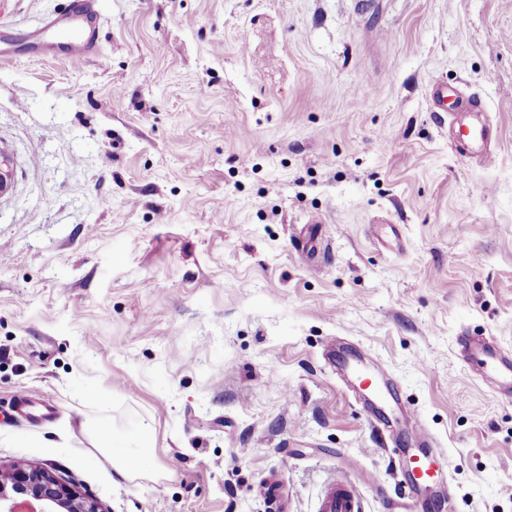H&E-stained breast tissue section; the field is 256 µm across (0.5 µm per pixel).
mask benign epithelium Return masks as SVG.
Returning a JSON list of instances; mask_svg holds the SVG:
<instances>
[{
    "instance_id": "obj_1",
    "label": "benign epithelium",
    "mask_w": 512,
    "mask_h": 512,
    "mask_svg": "<svg viewBox=\"0 0 512 512\" xmlns=\"http://www.w3.org/2000/svg\"><path fill=\"white\" fill-rule=\"evenodd\" d=\"M103 512L98 502L49 469L0 467V512Z\"/></svg>"
}]
</instances>
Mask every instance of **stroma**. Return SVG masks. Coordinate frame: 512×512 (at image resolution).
<instances>
[{
  "label": "stroma",
  "instance_id": "1",
  "mask_svg": "<svg viewBox=\"0 0 512 512\" xmlns=\"http://www.w3.org/2000/svg\"><path fill=\"white\" fill-rule=\"evenodd\" d=\"M62 2L0 0V462L106 512H317L339 472L385 512L405 456L340 338L443 450L455 512H512V399L457 352L512 350V0H99L103 65L27 50ZM103 429L148 441L146 476ZM492 140L491 128L484 124H470L467 126V133L459 136L456 148L469 155H475L481 160L491 162L493 153L489 149ZM103 447V451L111 454L112 465L122 476L133 479L147 471L148 445L132 448L124 439L112 436Z\"/></svg>",
  "mask_w": 512,
  "mask_h": 512
}]
</instances>
